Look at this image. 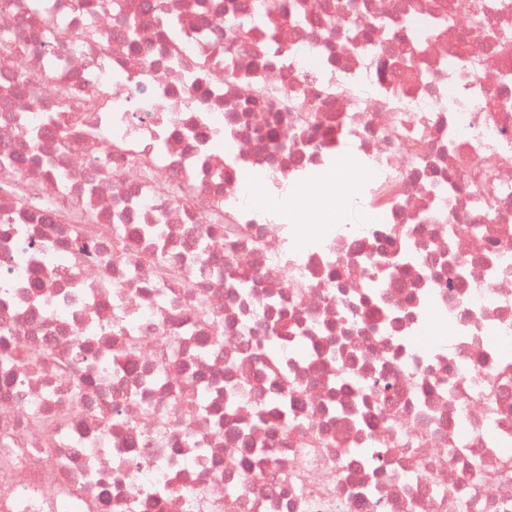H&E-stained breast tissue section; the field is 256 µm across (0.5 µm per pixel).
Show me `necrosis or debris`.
Returning <instances> with one entry per match:
<instances>
[{"instance_id": "obj_1", "label": "necrosis or debris", "mask_w": 512, "mask_h": 512, "mask_svg": "<svg viewBox=\"0 0 512 512\" xmlns=\"http://www.w3.org/2000/svg\"><path fill=\"white\" fill-rule=\"evenodd\" d=\"M125 10L135 33L48 0L35 42L0 0V353L43 355L0 368V512H512V0ZM344 162L346 220L284 208ZM173 248L196 281L162 279ZM432 316L448 336L420 345ZM282 380L304 428L273 443Z\"/></svg>"}]
</instances>
